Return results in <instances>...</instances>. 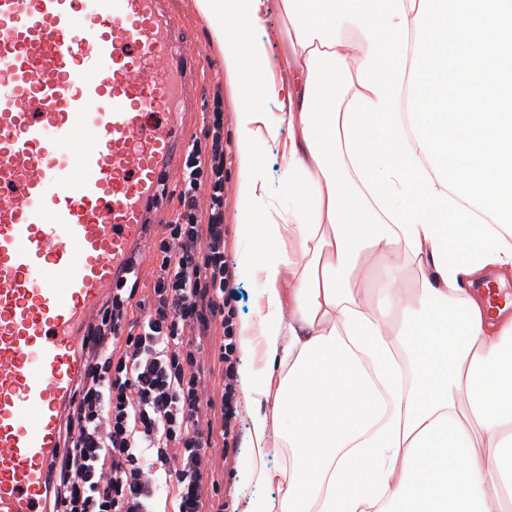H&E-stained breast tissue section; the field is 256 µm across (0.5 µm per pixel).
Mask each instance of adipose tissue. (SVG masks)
Masks as SVG:
<instances>
[{
    "label": "adipose tissue",
    "mask_w": 512,
    "mask_h": 512,
    "mask_svg": "<svg viewBox=\"0 0 512 512\" xmlns=\"http://www.w3.org/2000/svg\"><path fill=\"white\" fill-rule=\"evenodd\" d=\"M281 6L286 83L254 37L268 0H199L245 101L238 214L258 249L236 275L264 288L241 350L285 372L240 370L258 407L246 479L267 489L249 512H512V314L466 287L512 272V0ZM283 135L288 208L257 150ZM373 267L374 299L355 288ZM273 419L284 469L265 463Z\"/></svg>",
    "instance_id": "1"
}]
</instances>
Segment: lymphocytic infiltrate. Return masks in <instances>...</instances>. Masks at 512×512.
<instances>
[{
    "label": "lymphocytic infiltrate",
    "instance_id": "obj_1",
    "mask_svg": "<svg viewBox=\"0 0 512 512\" xmlns=\"http://www.w3.org/2000/svg\"><path fill=\"white\" fill-rule=\"evenodd\" d=\"M224 98L188 143L178 205L154 240L153 285L121 277L87 329L84 370L50 471L62 512H215L213 449L235 457L236 287L224 226ZM221 369L220 398L204 362Z\"/></svg>",
    "mask_w": 512,
    "mask_h": 512
}]
</instances>
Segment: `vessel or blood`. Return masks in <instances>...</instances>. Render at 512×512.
Listing matches in <instances>:
<instances>
[{
	"label": "vessel or blood",
	"instance_id": "obj_1",
	"mask_svg": "<svg viewBox=\"0 0 512 512\" xmlns=\"http://www.w3.org/2000/svg\"><path fill=\"white\" fill-rule=\"evenodd\" d=\"M165 2L0 0V512H50L78 346L182 156L196 69Z\"/></svg>",
	"mask_w": 512,
	"mask_h": 512
}]
</instances>
